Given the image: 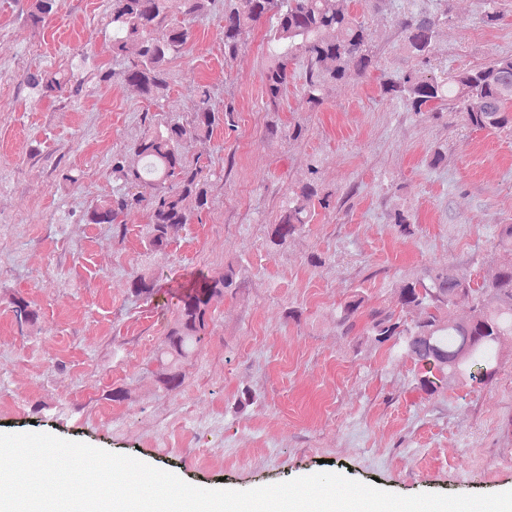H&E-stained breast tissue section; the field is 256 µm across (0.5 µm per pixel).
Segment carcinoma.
Instances as JSON below:
<instances>
[{
	"label": "carcinoma",
	"mask_w": 512,
	"mask_h": 512,
	"mask_svg": "<svg viewBox=\"0 0 512 512\" xmlns=\"http://www.w3.org/2000/svg\"><path fill=\"white\" fill-rule=\"evenodd\" d=\"M112 25V57L123 61L115 73L137 86L150 99L163 96L169 59L181 53L192 37L188 25L170 26L171 15L196 18L208 9L210 0H109ZM56 13V0H29L27 16L34 25L46 23ZM264 21L268 24L267 66L263 76L265 95L277 106L288 88V63L307 62L304 102L316 108L323 102L328 82H339L351 73L364 75L373 66L369 34L364 22L347 10L343 0H224V59L239 51L243 29ZM439 19L427 15L402 21L407 49L426 65ZM166 33L158 35V31ZM79 63L66 70H36L23 77L25 85L42 97L80 92L77 71L88 59L76 53ZM384 94L403 100L413 112L444 103L461 113L474 131L512 128V55L500 56L474 68L450 71L442 79L418 68L381 81ZM197 111L186 116L165 117L149 124L129 148L137 158L114 153L110 162L116 193L98 200L86 214L91 224H110L124 234L119 216L131 209L149 215L146 227L148 250L161 252L186 230L209 199L206 166L200 158L184 155L188 140H208L214 128L230 123L232 105L216 110L209 91L198 89ZM331 194L319 187L317 170L307 181L288 191L276 224L269 226V244L284 247L311 223L312 207L330 206ZM239 270L203 275L180 299L173 322L154 354L155 381L166 391H176L185 381V365L195 359L208 336L213 302L239 287ZM130 291L144 300L156 293L152 273L145 270L132 281ZM460 300L470 303V315L459 322L448 321V309ZM398 303L403 310H416L418 317L407 323L401 316L377 309L364 310V299L352 297L342 307L340 324L351 332L357 319L366 318L363 334L377 346L398 349L399 354L421 365L417 388L428 396L439 392L442 382L453 377L472 388L493 382L500 367V347L512 339V261L501 266L495 278L477 289L470 287L458 270L448 264L433 269L425 279L400 288ZM11 311L18 326H33L38 313L20 294L12 295Z\"/></svg>",
	"instance_id": "cac0c4a2"
}]
</instances>
